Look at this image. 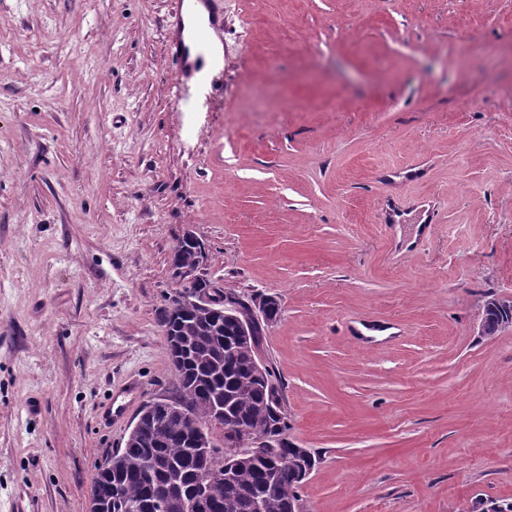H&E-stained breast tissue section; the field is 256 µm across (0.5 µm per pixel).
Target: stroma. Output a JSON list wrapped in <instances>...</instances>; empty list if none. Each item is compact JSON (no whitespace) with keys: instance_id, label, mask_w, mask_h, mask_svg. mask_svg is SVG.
Returning <instances> with one entry per match:
<instances>
[{"instance_id":"stroma-1","label":"stroma","mask_w":512,"mask_h":512,"mask_svg":"<svg viewBox=\"0 0 512 512\" xmlns=\"http://www.w3.org/2000/svg\"><path fill=\"white\" fill-rule=\"evenodd\" d=\"M179 2L0 0V512H85L172 392L189 231L279 303L304 512L512 504V325L481 333L512 300V0H224L205 87Z\"/></svg>"}]
</instances>
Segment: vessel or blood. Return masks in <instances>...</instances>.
Segmentation results:
<instances>
[{
  "instance_id": "obj_1",
  "label": "vessel or blood",
  "mask_w": 512,
  "mask_h": 512,
  "mask_svg": "<svg viewBox=\"0 0 512 512\" xmlns=\"http://www.w3.org/2000/svg\"><path fill=\"white\" fill-rule=\"evenodd\" d=\"M182 6L191 10L204 7L208 14L206 29L197 33L193 44H186L183 37L172 38L168 44V53L176 62L175 79H183L185 75H203L205 62L202 56L192 55V48L204 47L212 37L224 33V3L223 0H182Z\"/></svg>"
}]
</instances>
